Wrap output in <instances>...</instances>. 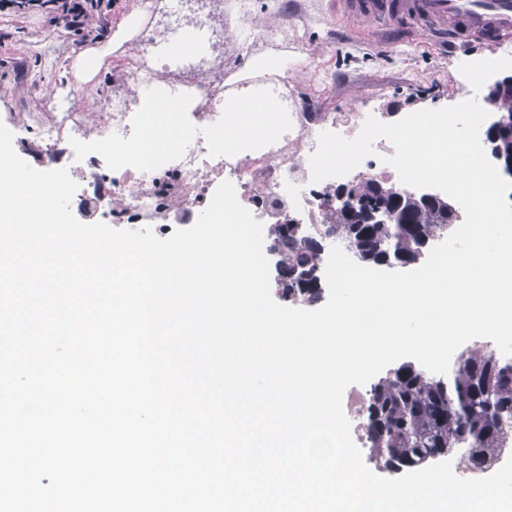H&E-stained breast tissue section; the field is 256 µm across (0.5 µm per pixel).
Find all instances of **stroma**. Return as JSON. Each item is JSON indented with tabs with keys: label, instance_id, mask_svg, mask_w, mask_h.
<instances>
[{
	"label": "stroma",
	"instance_id": "1",
	"mask_svg": "<svg viewBox=\"0 0 512 512\" xmlns=\"http://www.w3.org/2000/svg\"><path fill=\"white\" fill-rule=\"evenodd\" d=\"M254 33L276 32L288 48V78L310 112H413L453 105L459 87L452 75L461 63L497 58L500 48L469 43L443 49L425 36L396 23L374 30L339 15L332 0H288L289 23L278 30L274 0H251ZM87 47L82 36L49 26L46 16L27 13L0 17V123L16 138L26 132L22 113L85 111L122 88L104 65L90 82L63 71L65 57ZM70 83L67 102L48 93L51 85Z\"/></svg>",
	"mask_w": 512,
	"mask_h": 512
}]
</instances>
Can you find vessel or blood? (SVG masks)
<instances>
[{
	"mask_svg": "<svg viewBox=\"0 0 512 512\" xmlns=\"http://www.w3.org/2000/svg\"><path fill=\"white\" fill-rule=\"evenodd\" d=\"M342 14L376 26L402 20L453 44H498L512 35V0H337Z\"/></svg>",
	"mask_w": 512,
	"mask_h": 512,
	"instance_id": "vessel-or-blood-1",
	"label": "vessel or blood"
}]
</instances>
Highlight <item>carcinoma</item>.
<instances>
[{
  "instance_id": "obj_1",
  "label": "carcinoma",
  "mask_w": 512,
  "mask_h": 512,
  "mask_svg": "<svg viewBox=\"0 0 512 512\" xmlns=\"http://www.w3.org/2000/svg\"><path fill=\"white\" fill-rule=\"evenodd\" d=\"M493 149L512 157V126L499 132ZM347 205L311 237L278 224L275 239L286 252L276 264L275 288L286 300L320 297L318 266L323 243L340 239L361 260L377 265L415 264L422 249L454 223L453 204L426 203L414 194L377 183L346 185ZM398 214L395 224H363L367 209ZM362 426L377 464L391 472L413 470L441 456L456 457L473 471L493 467L512 443V364L492 352L461 356L445 379L412 365L388 373L370 389Z\"/></svg>"
}]
</instances>
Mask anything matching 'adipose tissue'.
Here are the masks:
<instances>
[{
	"instance_id": "obj_1",
	"label": "adipose tissue",
	"mask_w": 512,
	"mask_h": 512,
	"mask_svg": "<svg viewBox=\"0 0 512 512\" xmlns=\"http://www.w3.org/2000/svg\"><path fill=\"white\" fill-rule=\"evenodd\" d=\"M139 108V139L134 152L143 169H150L154 158L183 140L182 124L177 117L180 106L165 98L157 99L153 90H142ZM228 113L223 134L214 136L215 145H235L266 126L270 121L268 103L244 94L225 102Z\"/></svg>"
}]
</instances>
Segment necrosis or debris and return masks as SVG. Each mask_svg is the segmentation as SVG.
<instances>
[{
    "label": "necrosis or debris",
    "instance_id": "obj_1",
    "mask_svg": "<svg viewBox=\"0 0 512 512\" xmlns=\"http://www.w3.org/2000/svg\"><path fill=\"white\" fill-rule=\"evenodd\" d=\"M164 3L169 6V25L167 30L158 32L152 57H137L122 77L135 87L161 79L178 82L180 95L190 100L193 109L180 115L187 127L183 148L175 155L159 159L149 178L139 177V162L133 153L138 134L134 94H113L93 128L79 112H58L48 122L38 114L32 117L38 125L36 152L46 167L57 163L59 144L82 141L90 133L96 137L97 153L108 161L104 173L98 172L96 165H89L92 190L77 198V210L95 209L124 230L149 226L164 233L171 221L197 220L209 204L216 178L221 175L234 185L240 204L253 211L262 223L266 257L279 261L283 254L275 249L273 230L285 217H297L306 234L315 236L322 225L331 221L320 201L333 196L337 185L376 181L400 186L397 171L382 161L383 156L394 152L384 139L375 142L373 156L365 158L347 175L312 181L309 158L318 146L319 134L332 131L355 138L366 113L303 111L288 88L287 77L278 71H258L243 77L216 64L196 76L185 77L187 64L170 55L169 35L188 24L205 28L207 22L187 14L186 0H145L139 28H147L157 7ZM244 86L275 104L277 111L271 129L245 149L217 148L210 137L224 127L225 114L220 106Z\"/></svg>",
    "mask_w": 512,
    "mask_h": 512
}]
</instances>
